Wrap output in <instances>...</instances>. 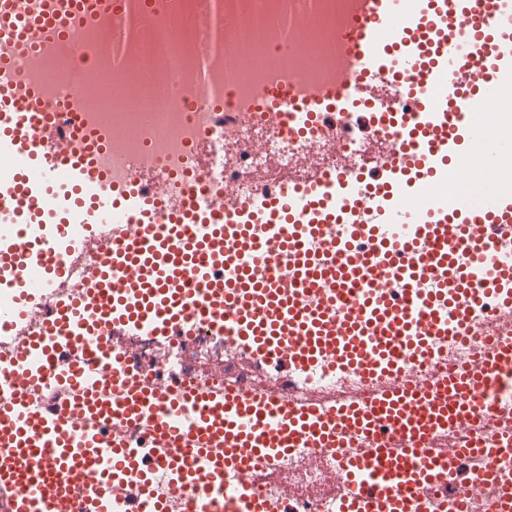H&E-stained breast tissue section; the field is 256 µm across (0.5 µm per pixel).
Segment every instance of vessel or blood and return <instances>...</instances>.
I'll list each match as a JSON object with an SVG mask.
<instances>
[{
    "label": "vessel or blood",
    "instance_id": "b4317fda",
    "mask_svg": "<svg viewBox=\"0 0 512 512\" xmlns=\"http://www.w3.org/2000/svg\"><path fill=\"white\" fill-rule=\"evenodd\" d=\"M20 14L0 0V154L16 164L0 183V223L23 244H0V283L15 285L0 323L28 317L25 284L45 288L69 275L75 230L111 211L95 240L96 261L80 295L51 303L42 333L19 337L0 358V512H126L136 490L146 512H266L242 484L258 460L306 449L309 467L337 456L325 478L338 512H431L449 465L472 461L448 489L450 512H512L487 488L512 470V438L492 451L465 448L475 415L512 424V341L487 349L470 310L512 288V191L483 201L446 194L449 167L473 159L470 111L512 87V0H343L338 62L317 83L302 70L271 71L223 104L231 73L210 45L196 84L170 104H205L213 123L285 113L303 153L348 136L341 112L380 129L382 153L337 150L331 167L270 186L244 171L248 194L224 186L212 204L200 177L186 179L176 207L148 183H116L101 163L104 135L75 139L62 122L65 95L35 91L18 101L20 54L82 59L77 34L95 21L112 41L115 67L130 59L126 18L168 24L158 0H33ZM277 21L290 48L303 23L320 20L319 0ZM496 169L512 170V126L497 129ZM62 191H54V180ZM30 224L43 232L27 234ZM465 322L479 356L440 386L425 378L431 343ZM224 330L232 348L304 369L319 360L354 368L374 391L340 401L295 396L278 382L219 388L188 376L140 371L138 349L116 337L178 338L193 355L197 327ZM154 448L140 464L139 442ZM171 497H157L155 473Z\"/></svg>",
    "mask_w": 512,
    "mask_h": 512
}]
</instances>
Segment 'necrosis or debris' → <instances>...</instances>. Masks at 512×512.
<instances>
[{"label": "necrosis or debris", "instance_id": "obj_1", "mask_svg": "<svg viewBox=\"0 0 512 512\" xmlns=\"http://www.w3.org/2000/svg\"><path fill=\"white\" fill-rule=\"evenodd\" d=\"M174 25L151 24L145 27L133 49L130 63L122 70L112 66L108 41L92 27L85 28L80 41L88 47L87 62L67 61L59 54L24 58L26 77L15 87L18 96H27L31 87L54 95L81 93L75 104L76 117L87 120L107 136L101 161L116 179H134L150 172L156 192L171 198L175 179L191 173L195 158L207 155L204 169L213 188H220L227 177L242 168L263 167L269 156L283 166L276 180L287 179L297 146L287 128L275 122L242 125L235 134L211 126L205 116L194 110L163 111L164 100L156 87L179 82L192 86L206 45L205 34L197 27L201 0H171ZM281 9V0H255L247 26L251 40L232 33L230 41L243 42L242 59H228L240 86L265 79L273 69L302 68L310 81H319L335 61V28L327 25L304 30L302 54L292 55L277 37L271 22ZM106 111H99V104ZM196 376L207 385L223 383V376L207 373L208 365L222 361L227 354L223 335L209 328L195 337ZM288 379L296 392L316 390L329 394L352 391L366 386L365 377L352 370H340L320 362L306 370L292 369ZM305 450L288 458L258 464L262 478L255 487L269 500L268 512H289V505L303 512H336V494L326 490L320 472L301 467ZM288 467L294 473L290 490H283L268 477L269 472Z\"/></svg>", "mask_w": 512, "mask_h": 512}]
</instances>
